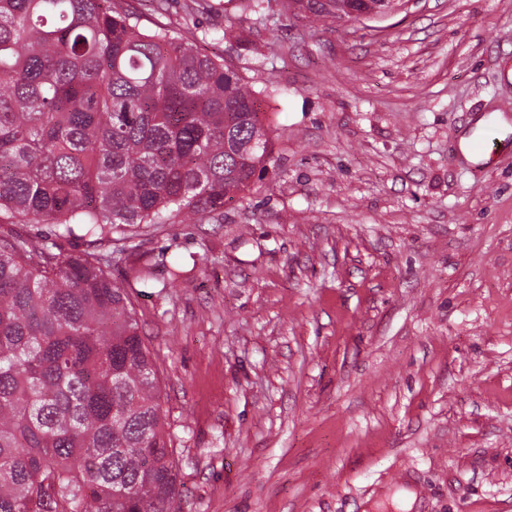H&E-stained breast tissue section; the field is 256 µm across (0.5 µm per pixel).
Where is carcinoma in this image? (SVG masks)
I'll use <instances>...</instances> for the list:
<instances>
[{
    "instance_id": "cac0c4a2",
    "label": "carcinoma",
    "mask_w": 512,
    "mask_h": 512,
    "mask_svg": "<svg viewBox=\"0 0 512 512\" xmlns=\"http://www.w3.org/2000/svg\"><path fill=\"white\" fill-rule=\"evenodd\" d=\"M362 20L349 0H280ZM272 160L257 92L125 0H0V512H176L153 361L112 233L224 213ZM16 230L28 234V236L37 243H54V252L61 255H67L72 252L88 249L85 242L79 237L57 238L54 236V228L50 224H20V225H2L0 233H7L10 230Z\"/></svg>"
}]
</instances>
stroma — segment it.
I'll return each instance as SVG.
<instances>
[{
	"label": "stroma",
	"mask_w": 512,
	"mask_h": 512,
	"mask_svg": "<svg viewBox=\"0 0 512 512\" xmlns=\"http://www.w3.org/2000/svg\"><path fill=\"white\" fill-rule=\"evenodd\" d=\"M127 6L195 31L273 137L222 222L134 227L112 255L113 278H156L130 299L179 512H512V149L459 147L512 122V0L355 24Z\"/></svg>",
	"instance_id": "1"
}]
</instances>
